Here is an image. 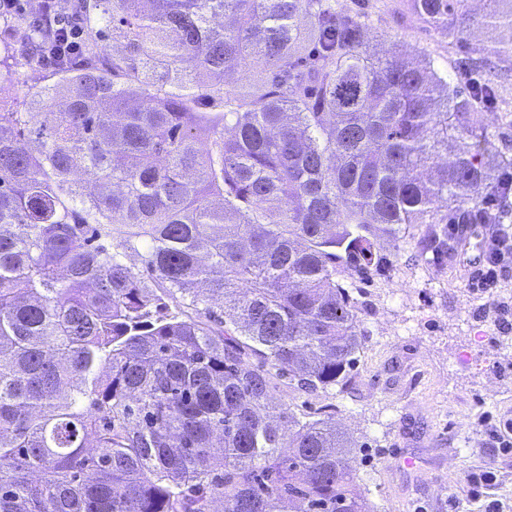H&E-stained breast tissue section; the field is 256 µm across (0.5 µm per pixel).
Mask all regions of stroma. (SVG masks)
Here are the masks:
<instances>
[{"label": "stroma", "mask_w": 512, "mask_h": 512, "mask_svg": "<svg viewBox=\"0 0 512 512\" xmlns=\"http://www.w3.org/2000/svg\"><path fill=\"white\" fill-rule=\"evenodd\" d=\"M368 39L378 52H424L441 73L453 71L459 46L491 45L502 29L476 25L461 44L427 23L410 0H383ZM424 225L402 227L380 273L346 278L355 298L361 347L345 385L303 392L288 376L275 397L300 416H324L355 445L356 490L372 512H512V452H502L484 418L512 420V279L492 297L468 286L477 251L444 260L423 252ZM414 467H404L403 458ZM486 468L497 480L472 495L467 477Z\"/></svg>", "instance_id": "stroma-1"}]
</instances>
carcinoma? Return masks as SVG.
I'll return each mask as SVG.
<instances>
[{"label":"carcinoma","instance_id":"cac0c4a2","mask_svg":"<svg viewBox=\"0 0 512 512\" xmlns=\"http://www.w3.org/2000/svg\"><path fill=\"white\" fill-rule=\"evenodd\" d=\"M468 2L411 6L455 38ZM500 2L508 37L458 57V87L372 50V13L338 0H79L82 63L21 109L0 81V512H369L351 445L276 402L271 369L344 385L338 277L386 266L403 224L448 256L512 170L481 148L484 108L512 127ZM42 7L0 13L25 65Z\"/></svg>","mask_w":512,"mask_h":512}]
</instances>
